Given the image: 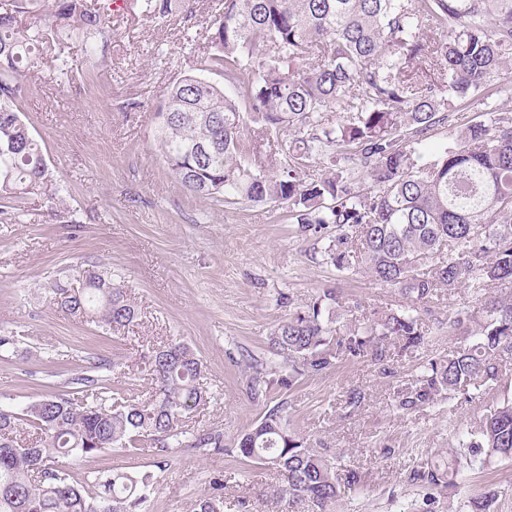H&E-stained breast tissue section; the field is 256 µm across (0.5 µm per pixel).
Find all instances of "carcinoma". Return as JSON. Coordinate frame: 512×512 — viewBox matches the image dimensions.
<instances>
[{
  "label": "carcinoma",
  "mask_w": 512,
  "mask_h": 512,
  "mask_svg": "<svg viewBox=\"0 0 512 512\" xmlns=\"http://www.w3.org/2000/svg\"><path fill=\"white\" fill-rule=\"evenodd\" d=\"M43 0H11L0 11V213L24 209L38 192L50 207L59 187L40 142L17 112L23 73L38 68L47 44L58 85L72 79L71 45L108 57L112 9L103 0H57L52 20L38 24ZM185 0H143L144 12L167 18ZM199 70L218 71L236 93L198 75L178 78L158 112L157 143L169 169L191 194L228 204H277L293 223L316 234L332 227L325 263L353 272L351 254L406 305L374 312L339 336L332 327L341 296L326 290L289 314L268 338L288 373L268 377L255 361L247 388L267 399L302 376L322 375L344 358H386L384 341L414 354L426 344L418 307L443 289L468 287L480 297L492 284L512 285V111L486 106L482 119L457 113L492 95L512 63V0H224ZM331 112H345L340 123ZM267 141L259 164L244 127ZM448 139L427 150L432 131ZM288 138H282L283 134ZM321 173L306 177L311 164ZM55 282L60 308L101 328L137 317L118 275L80 272ZM512 352V300H492L487 319L446 357L419 367L394 399L409 413L464 387L499 378L498 357ZM143 362L154 381L144 400L129 399L93 375L72 379L79 398L48 395L22 412L0 409V512H146L148 473L114 470L82 484L59 467L68 456H94L143 441L159 456L174 450L182 418L207 399L202 362L178 342L151 348ZM284 403L270 408L237 442L240 455L276 470L265 501L302 512H336L358 484L341 479L332 457L288 428ZM33 429L32 437L20 428ZM512 458V401L487 410L448 453L410 475L448 486L480 454ZM215 481L196 512H224Z\"/></svg>",
  "instance_id": "1"
}]
</instances>
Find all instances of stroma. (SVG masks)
I'll return each instance as SVG.
<instances>
[{
  "label": "stroma",
  "instance_id": "35a3bbf8",
  "mask_svg": "<svg viewBox=\"0 0 512 512\" xmlns=\"http://www.w3.org/2000/svg\"><path fill=\"white\" fill-rule=\"evenodd\" d=\"M215 6L216 0H189L173 18L138 9L113 17L107 65L74 48L76 76L65 87L26 74L18 110L43 146L62 203L54 211L33 195L17 216L0 214V335L15 339L0 353V406L19 412L44 396L69 393L71 379L89 370L147 397L153 382L143 352L181 341L201 359L208 387L205 404L183 421L181 447L166 457L146 447L63 459L73 480L115 469L148 472L149 512H195L218 476L227 500L244 497L253 512H264L257 492L278 475L238 457L235 444L281 401L291 430L335 456L338 473H359L338 512H459L485 495L493 498V512H512V459L474 464L449 488L409 478L411 470L447 459L486 406L512 399L510 353L497 383L481 388L479 397L459 392L410 413L396 411L393 400L412 380L417 360L400 354L392 340L386 365L344 359L326 374L275 390L271 399L250 397L247 359L268 358L267 338L289 306L336 290L345 305L335 323L342 335L371 311L396 310L404 300L366 273L343 275L323 264L324 239L301 231L286 210L194 196L169 170L155 147L163 93L195 72ZM188 33L195 37L189 48ZM93 266L122 275L138 310L132 324L105 330L54 304L51 287L61 271ZM284 295L291 304L281 303ZM511 296L512 287L492 285L482 299L466 288L433 297L420 309L428 332L420 358L456 350L483 322L488 300ZM456 314L464 326L452 331L448 319ZM353 389L363 394L360 405L347 401ZM207 432L222 434L223 451L194 447Z\"/></svg>",
  "mask_w": 512,
  "mask_h": 512
}]
</instances>
